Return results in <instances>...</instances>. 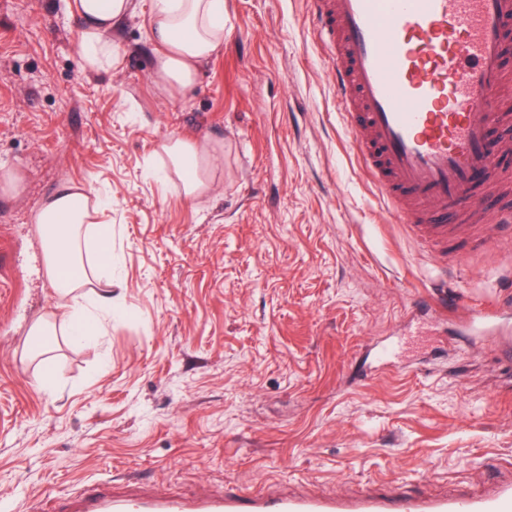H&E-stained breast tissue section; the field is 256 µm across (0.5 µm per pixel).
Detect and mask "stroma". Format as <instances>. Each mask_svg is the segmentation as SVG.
Instances as JSON below:
<instances>
[{
  "mask_svg": "<svg viewBox=\"0 0 512 512\" xmlns=\"http://www.w3.org/2000/svg\"><path fill=\"white\" fill-rule=\"evenodd\" d=\"M74 0H0V512H53L100 478L185 497L224 487L479 495L512 482V351L468 335L512 318V224L447 263L362 168L307 0H224V44L181 94L152 79L153 0L83 68ZM171 136L224 146L185 200L147 177ZM73 181L108 196L112 319L97 345L31 323L65 304L37 212ZM455 300L432 310L439 290ZM391 365L375 352L394 339ZM467 321L477 334L486 336L510 335V330L504 331L501 318L493 311L481 309L468 313ZM55 333V324L53 322L42 320L37 322L30 330L29 336H34L31 342V352L37 356H43L47 353V336H53Z\"/></svg>",
  "mask_w": 512,
  "mask_h": 512,
  "instance_id": "35a3bbf8",
  "label": "stroma"
}]
</instances>
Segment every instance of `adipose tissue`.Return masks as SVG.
I'll use <instances>...</instances> for the list:
<instances>
[{
    "label": "adipose tissue",
    "instance_id": "1",
    "mask_svg": "<svg viewBox=\"0 0 512 512\" xmlns=\"http://www.w3.org/2000/svg\"><path fill=\"white\" fill-rule=\"evenodd\" d=\"M75 8L84 22L80 43L84 66L99 70L119 65L121 53L110 34L131 13L132 0H76ZM223 15V0H154L149 29L158 44L157 85L183 91L194 83L201 65L224 42ZM158 153L165 171L179 180L185 199L192 200L209 191L213 163L223 149L173 136L160 145ZM103 205L86 185L66 182L37 213L48 274L69 302L58 322L42 320L31 328L35 355H45L48 338L59 325L76 344L94 343L103 334L101 312L111 307L112 297L95 286L112 281V227L92 222L93 213ZM90 241L95 254L88 262L83 249Z\"/></svg>",
    "mask_w": 512,
    "mask_h": 512
}]
</instances>
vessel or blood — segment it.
I'll use <instances>...</instances> for the list:
<instances>
[{"label": "vessel or blood", "mask_w": 512, "mask_h": 512, "mask_svg": "<svg viewBox=\"0 0 512 512\" xmlns=\"http://www.w3.org/2000/svg\"><path fill=\"white\" fill-rule=\"evenodd\" d=\"M317 35L336 60V90L357 153L398 223L445 256L483 196L473 175L494 174L485 147L505 79L500 59L512 0H309ZM477 334L502 335L493 311L468 313ZM58 512H512V484L470 498L367 494L353 502L309 495L225 492L187 499L158 490L119 495L93 483Z\"/></svg>", "instance_id": "obj_1"}]
</instances>
